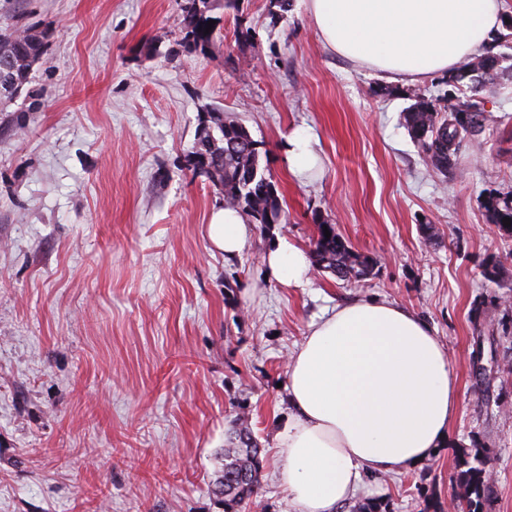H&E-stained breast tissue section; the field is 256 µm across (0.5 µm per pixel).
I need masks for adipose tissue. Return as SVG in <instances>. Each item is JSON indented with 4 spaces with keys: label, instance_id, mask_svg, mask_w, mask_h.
<instances>
[{
    "label": "adipose tissue",
    "instance_id": "ef3b65f1",
    "mask_svg": "<svg viewBox=\"0 0 512 512\" xmlns=\"http://www.w3.org/2000/svg\"><path fill=\"white\" fill-rule=\"evenodd\" d=\"M324 45L390 80L449 74L487 53L512 0H304ZM225 255L244 246L240 212L208 226ZM271 275L300 285L310 265L293 246L270 250ZM288 421L279 431L282 483L299 512H336L362 474L414 468L445 445L459 408L448 357L431 327L379 298L314 320L288 368Z\"/></svg>",
    "mask_w": 512,
    "mask_h": 512
}]
</instances>
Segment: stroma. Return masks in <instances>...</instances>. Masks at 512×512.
<instances>
[{
    "label": "stroma",
    "instance_id": "obj_1",
    "mask_svg": "<svg viewBox=\"0 0 512 512\" xmlns=\"http://www.w3.org/2000/svg\"><path fill=\"white\" fill-rule=\"evenodd\" d=\"M182 0H0V29L45 35L0 100V512H224L211 483L240 422L264 448L246 512H297L279 480L288 360L336 305L379 297L425 320L459 384L449 439L426 464L363 477L350 501L448 512L455 455L487 441L494 512H512V237L489 195L512 193V59L480 93L492 118L457 170L426 166L401 116L445 76L394 82L327 49L303 0H211L213 40H183ZM257 141L287 221L213 248L224 197L187 165L203 112ZM318 163L290 170L293 136ZM373 257L302 286L264 257L312 251L319 222ZM434 237H427L424 225ZM496 268L487 277V268ZM490 372L470 373L474 351Z\"/></svg>",
    "mask_w": 512,
    "mask_h": 512
}]
</instances>
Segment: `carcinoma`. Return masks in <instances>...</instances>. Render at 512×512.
Listing matches in <instances>:
<instances>
[{
	"label": "carcinoma",
	"instance_id": "obj_1",
	"mask_svg": "<svg viewBox=\"0 0 512 512\" xmlns=\"http://www.w3.org/2000/svg\"><path fill=\"white\" fill-rule=\"evenodd\" d=\"M210 0H185L182 7L184 38L202 49L209 46L213 33L207 28ZM43 54V37L29 30L0 34V57L13 63L6 71L0 66V98L11 97L25 83L32 65ZM501 56H479L449 76L454 84H462L470 95L456 93L447 98L429 99L418 96L405 112L403 125L421 149L423 159L434 171L446 175L457 168L462 141H476L488 127V116L476 96L498 74ZM256 141L248 129L234 119L224 117L220 109L208 112L199 122L190 155L205 158L211 171L207 179L224 196L225 206L247 214L255 224L282 223V204L276 184L261 165ZM489 220L502 234L512 236V193L488 197ZM330 237H325L324 230ZM313 259L321 268L341 280H365L374 269L372 257L355 251L336 231V225L316 224ZM232 448L220 454L221 466L215 471L211 491L224 501V512H245L256 500L263 470V449L253 438L248 426L240 424ZM491 458L481 443L463 450L456 459V483L461 489L457 512H492L495 500L490 476Z\"/></svg>",
	"mask_w": 512,
	"mask_h": 512
}]
</instances>
